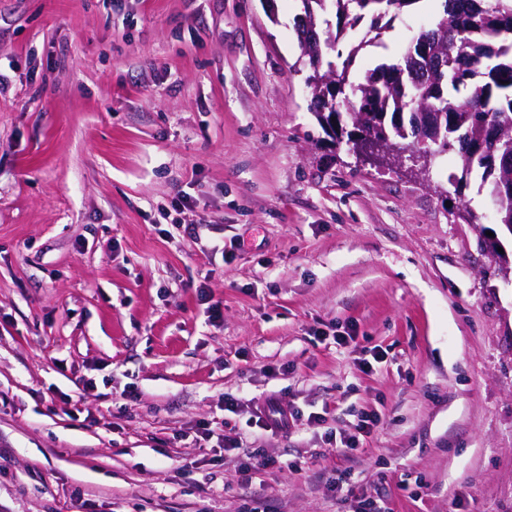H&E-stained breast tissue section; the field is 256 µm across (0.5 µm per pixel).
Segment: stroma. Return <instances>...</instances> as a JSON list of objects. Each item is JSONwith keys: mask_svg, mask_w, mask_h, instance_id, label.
<instances>
[{"mask_svg": "<svg viewBox=\"0 0 512 512\" xmlns=\"http://www.w3.org/2000/svg\"><path fill=\"white\" fill-rule=\"evenodd\" d=\"M303 12L0 0V512H512V284L483 245L512 235L455 153L426 176L326 141ZM442 15L421 0L356 75ZM272 393L288 433L224 409ZM252 448L306 466L248 479ZM380 418L374 411L362 412L359 416L356 430L359 436L368 437L373 432L374 428L377 427ZM359 436L357 435H343L339 433V441L337 440V434L334 433V441L336 448H357L359 445Z\"/></svg>", "mask_w": 512, "mask_h": 512, "instance_id": "35a3bbf8", "label": "stroma"}]
</instances>
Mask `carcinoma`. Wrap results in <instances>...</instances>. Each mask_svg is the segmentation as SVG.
<instances>
[{
	"label": "carcinoma",
	"instance_id": "cac0c4a2",
	"mask_svg": "<svg viewBox=\"0 0 512 512\" xmlns=\"http://www.w3.org/2000/svg\"><path fill=\"white\" fill-rule=\"evenodd\" d=\"M311 29H295L301 51L320 50L324 72H336V115L351 126L358 122L393 144H419L422 130L435 124L439 142L457 151L464 182L475 175L495 206L496 223L512 229V0H443L444 16L419 32L400 61L378 63L363 80H350L361 40L347 55L340 42L370 20L381 22L411 10L422 0H303Z\"/></svg>",
	"mask_w": 512,
	"mask_h": 512
}]
</instances>
